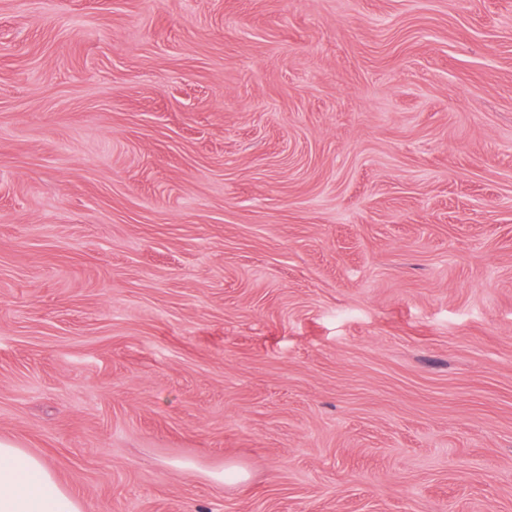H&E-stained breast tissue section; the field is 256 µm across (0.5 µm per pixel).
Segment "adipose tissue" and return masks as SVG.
<instances>
[{"label":"adipose tissue","mask_w":512,"mask_h":512,"mask_svg":"<svg viewBox=\"0 0 512 512\" xmlns=\"http://www.w3.org/2000/svg\"><path fill=\"white\" fill-rule=\"evenodd\" d=\"M0 512H82L48 461L0 441Z\"/></svg>","instance_id":"obj_1"}]
</instances>
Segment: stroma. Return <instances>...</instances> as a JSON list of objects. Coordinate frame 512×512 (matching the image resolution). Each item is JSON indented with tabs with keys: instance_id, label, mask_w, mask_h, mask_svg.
Masks as SVG:
<instances>
[{
	"instance_id": "obj_1",
	"label": "stroma",
	"mask_w": 512,
	"mask_h": 512,
	"mask_svg": "<svg viewBox=\"0 0 512 512\" xmlns=\"http://www.w3.org/2000/svg\"><path fill=\"white\" fill-rule=\"evenodd\" d=\"M0 440L83 512H512V0H0Z\"/></svg>"
}]
</instances>
